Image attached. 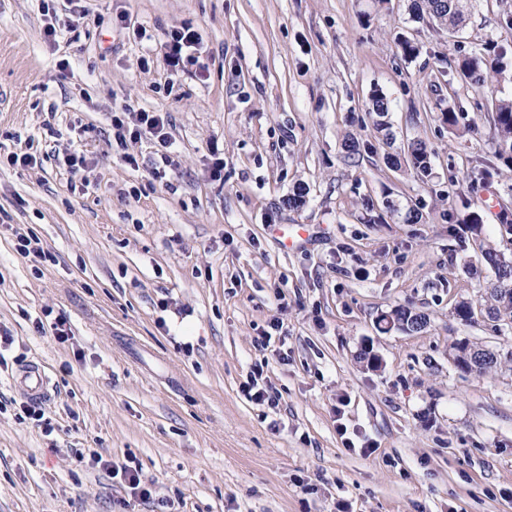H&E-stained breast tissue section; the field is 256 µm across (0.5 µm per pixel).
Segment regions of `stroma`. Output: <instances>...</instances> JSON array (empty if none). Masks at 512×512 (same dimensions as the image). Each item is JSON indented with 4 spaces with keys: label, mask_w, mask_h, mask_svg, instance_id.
I'll return each mask as SVG.
<instances>
[{
    "label": "stroma",
    "mask_w": 512,
    "mask_h": 512,
    "mask_svg": "<svg viewBox=\"0 0 512 512\" xmlns=\"http://www.w3.org/2000/svg\"><path fill=\"white\" fill-rule=\"evenodd\" d=\"M411 4L81 0L82 19L67 0H0V329L12 338L0 347V512H512V327L454 317L493 272L468 232L448 236L475 210L512 253L499 231L512 170L490 208L472 174L494 159L489 117L512 95V0H476L455 39L413 21ZM185 23L201 78L163 60ZM400 36L416 57H401ZM488 42L508 68L476 92L455 48ZM375 89L390 102L389 145L367 114ZM451 102L474 133H449ZM127 105L168 113L164 178L151 174L153 141L117 140L112 115ZM350 135L364 145L356 163ZM411 138L434 153L428 180L384 160ZM14 151L36 165L11 164ZM300 186L305 204L289 205ZM393 206L422 219L400 223ZM277 227L309 236L291 250ZM20 232L49 261L19 254ZM399 304L426 329L381 332ZM60 317L64 342L50 330ZM276 320L282 335L262 346ZM462 338L501 365L459 371L448 350ZM367 348L378 368L360 361ZM32 361L51 378L40 422L12 384ZM260 363L277 408L242 392ZM96 454L138 469L151 499Z\"/></svg>",
    "instance_id": "1"
}]
</instances>
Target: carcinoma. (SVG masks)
<instances>
[{"label": "carcinoma", "instance_id": "obj_1", "mask_svg": "<svg viewBox=\"0 0 512 512\" xmlns=\"http://www.w3.org/2000/svg\"><path fill=\"white\" fill-rule=\"evenodd\" d=\"M425 13L416 14L421 20L428 18L448 29L449 34H455L463 29L466 16L472 0H423ZM457 72L470 84L478 88H493L494 81L506 70L503 57L492 56L487 48L474 49L460 55L456 65ZM389 113V100L380 91L374 90L369 96V115L377 132L382 133L389 129L386 117ZM461 112L456 106L447 107L442 112V121L448 125V131L459 129L465 131L471 126L460 127ZM496 143V159L512 168V97H503L496 101L495 111L491 116ZM407 165L416 176L427 179L432 175L431 150L425 142L412 140L407 143ZM467 232L479 241L481 260L489 264L494 271L487 296L483 299L482 311L487 321L498 323L499 317H512V259H508L494 245L486 242L483 237L484 222L481 214L472 211L466 221ZM419 320L428 325V317L420 312L415 313L414 307L397 305L390 311L382 313L377 320L380 325L387 326V331L399 330L400 327L411 325L412 321Z\"/></svg>", "mask_w": 512, "mask_h": 512}]
</instances>
